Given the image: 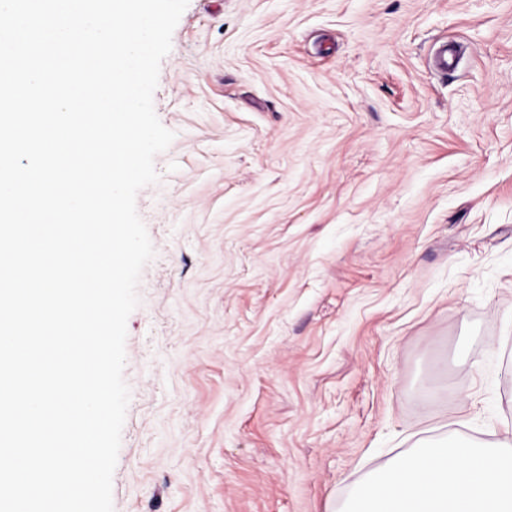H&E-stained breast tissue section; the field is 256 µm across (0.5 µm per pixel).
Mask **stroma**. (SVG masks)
<instances>
[{"mask_svg":"<svg viewBox=\"0 0 512 512\" xmlns=\"http://www.w3.org/2000/svg\"><path fill=\"white\" fill-rule=\"evenodd\" d=\"M153 101L114 512H337L512 426V0H189Z\"/></svg>","mask_w":512,"mask_h":512,"instance_id":"obj_1","label":"stroma"}]
</instances>
